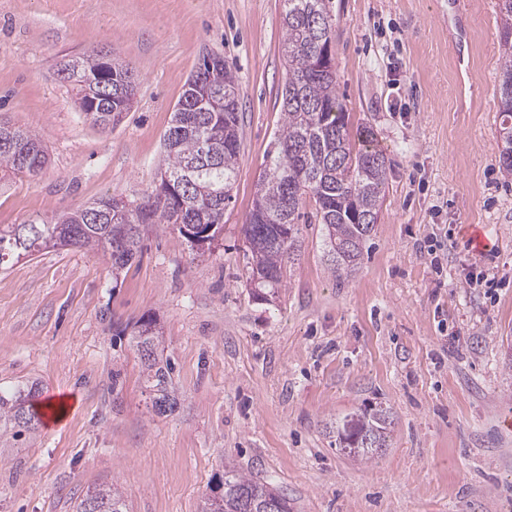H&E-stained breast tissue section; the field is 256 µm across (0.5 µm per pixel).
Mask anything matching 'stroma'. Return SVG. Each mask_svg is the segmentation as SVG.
<instances>
[{
  "label": "stroma",
  "instance_id": "35a3bbf8",
  "mask_svg": "<svg viewBox=\"0 0 512 512\" xmlns=\"http://www.w3.org/2000/svg\"><path fill=\"white\" fill-rule=\"evenodd\" d=\"M496 0H332V50L354 124L388 162L375 230L336 277L302 219L284 285L256 300L242 226L279 129L283 0H0V120L39 132L48 166L0 182V225L150 191L174 107L202 55L239 84L241 152L224 230L190 246L147 229L120 278L89 250L0 267V390L71 397L59 423L0 443V512H71L113 482L129 512H203L225 462L293 512H512V188L499 167ZM125 60L136 101L101 128L59 62ZM482 228L494 257L462 227ZM496 276L492 294L471 279ZM155 318L180 398L151 408L130 345ZM391 407L388 448L361 462L327 423Z\"/></svg>",
  "mask_w": 512,
  "mask_h": 512
}]
</instances>
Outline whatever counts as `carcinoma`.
I'll use <instances>...</instances> for the list:
<instances>
[{
  "instance_id": "cac0c4a2",
  "label": "carcinoma",
  "mask_w": 512,
  "mask_h": 512,
  "mask_svg": "<svg viewBox=\"0 0 512 512\" xmlns=\"http://www.w3.org/2000/svg\"><path fill=\"white\" fill-rule=\"evenodd\" d=\"M285 83L283 121L258 179L255 207L261 219L249 218L243 233L252 255L251 282L255 293L283 287L284 262L300 248L299 220L306 207L324 226L331 270L339 273L358 263L377 224L387 185L385 154L375 144L373 130L352 127L340 100L334 57H324L332 43L330 0H284ZM501 29L499 112L502 149L499 164L512 177V0H497ZM79 72L60 63L58 75L73 86L85 117L102 125L121 111L122 99L137 88L129 64L110 59V79L96 89L95 111L86 109L81 76L99 69L92 53L79 58ZM0 174L34 176L49 161L36 131L0 127ZM241 151L238 81L226 63L214 71L201 63L190 75L175 106L172 125L163 142L159 184L141 202L131 205L114 197L102 198L50 221L0 227V266L13 258L49 247L74 246L100 254L118 279L141 252L143 231L152 226L173 229L190 244L217 236L224 223V206L231 199ZM169 176L170 181L163 180ZM88 210L103 214L88 220ZM130 346L140 358L151 407L158 415L171 414L179 397L171 382L172 364L163 358V336L152 318L140 320ZM38 388L0 391V440L18 442L38 430ZM393 418L388 408L369 406L331 423L336 443L355 446L350 456L368 460L388 447ZM292 512L288 496L272 483L224 467L207 498L204 512ZM73 512H128L114 483L88 489L73 504Z\"/></svg>"
}]
</instances>
